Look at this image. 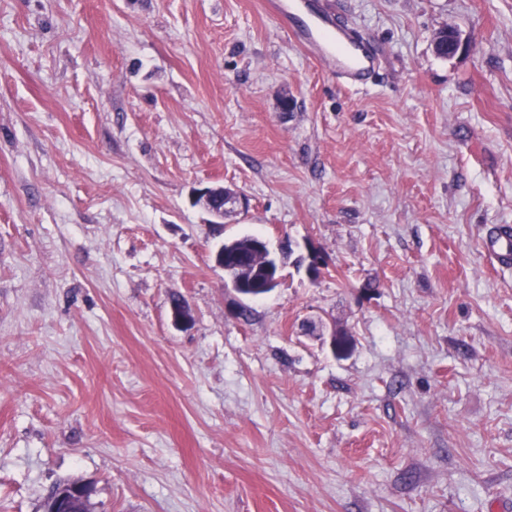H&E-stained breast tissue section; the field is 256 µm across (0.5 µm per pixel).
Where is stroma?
<instances>
[{"label": "stroma", "mask_w": 512, "mask_h": 512, "mask_svg": "<svg viewBox=\"0 0 512 512\" xmlns=\"http://www.w3.org/2000/svg\"><path fill=\"white\" fill-rule=\"evenodd\" d=\"M319 2L364 85L260 0H0V512L512 503V0ZM250 235L282 266L247 301L213 255ZM302 6L306 11L299 18V26L292 30L298 42L309 51L331 55L336 64V74L351 87L363 85L371 72L376 54L362 42L354 30L335 22L334 18L321 11L308 0ZM192 202L204 208L213 218V224H223L224 216L238 203V197L221 186H209L193 193ZM87 481H77L70 491L56 492L51 495V512H75L72 507L74 503L83 505L82 512H89L93 494L88 491Z\"/></svg>", "instance_id": "35a3bbf8"}]
</instances>
